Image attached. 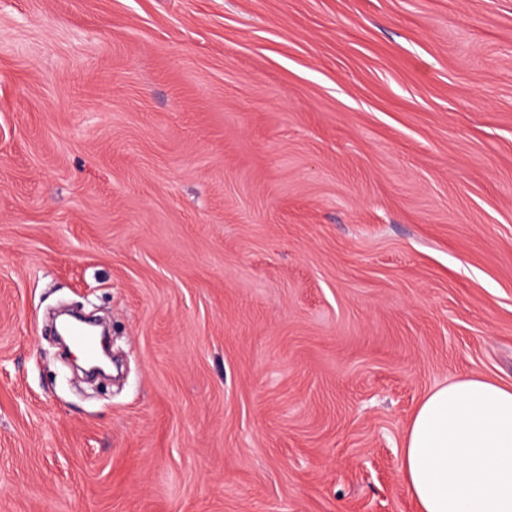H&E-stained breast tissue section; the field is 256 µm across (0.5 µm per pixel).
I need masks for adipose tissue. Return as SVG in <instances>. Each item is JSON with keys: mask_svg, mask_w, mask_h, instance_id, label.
Listing matches in <instances>:
<instances>
[{"mask_svg": "<svg viewBox=\"0 0 512 512\" xmlns=\"http://www.w3.org/2000/svg\"><path fill=\"white\" fill-rule=\"evenodd\" d=\"M399 471L417 512H512V386L472 375L427 393Z\"/></svg>", "mask_w": 512, "mask_h": 512, "instance_id": "adipose-tissue-1", "label": "adipose tissue"}]
</instances>
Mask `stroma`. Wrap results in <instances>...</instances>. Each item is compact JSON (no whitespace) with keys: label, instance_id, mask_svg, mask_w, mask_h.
<instances>
[{"label":"stroma","instance_id":"stroma-1","mask_svg":"<svg viewBox=\"0 0 512 512\" xmlns=\"http://www.w3.org/2000/svg\"><path fill=\"white\" fill-rule=\"evenodd\" d=\"M466 374L512 385V0H0V512H416Z\"/></svg>","mask_w":512,"mask_h":512}]
</instances>
